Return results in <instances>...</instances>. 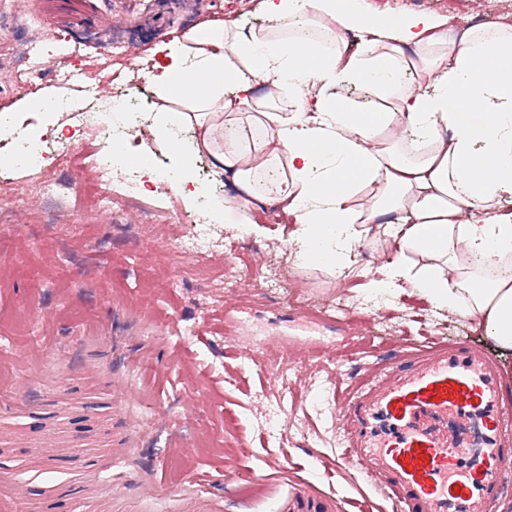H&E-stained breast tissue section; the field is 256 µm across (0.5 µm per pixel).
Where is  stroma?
Wrapping results in <instances>:
<instances>
[{"instance_id":"1","label":"stroma","mask_w":512,"mask_h":512,"mask_svg":"<svg viewBox=\"0 0 512 512\" xmlns=\"http://www.w3.org/2000/svg\"><path fill=\"white\" fill-rule=\"evenodd\" d=\"M50 22L60 40L84 45L77 63L51 47L41 60L40 94L83 100L62 76L90 71L111 78L112 45L138 50L125 73L126 94L143 111V143L133 161L179 168L156 136L160 106L182 112L180 90L163 94L147 59L172 32L215 21L241 32L269 26L244 0H0V88L18 128L61 134V113L31 108L15 90L13 40ZM89 161H58L40 172L0 167L32 198L17 219L0 223V477L16 484V512H75L71 496L56 491L70 454L98 459L114 489L92 483L87 496L111 501L112 512H189L195 495L213 512H277L296 478H318L342 512H396L368 483L352 484L346 464L315 476L317 456L342 454L327 399L334 385L359 387L368 368L397 360L406 347L431 339L463 340L489 353L512 392V351L489 339L461 312L434 307L410 286L381 294L362 317L376 269L395 253L384 233L360 243L344 268L294 260L291 216L251 208L207 156L191 163L198 187L192 201L164 195L145 182L139 198L150 217L128 211L83 214L72 184L90 182ZM60 184L54 202L41 200L43 182ZM224 198L222 255L179 257L175 245L188 218L213 198ZM256 233L241 232L242 215ZM248 268L236 291L216 288L225 258ZM277 268L282 287L260 270ZM346 300L341 319L309 316L308 307ZM290 364L289 390L268 371ZM21 404L12 414L13 404ZM279 460L284 470L269 475ZM241 474L268 475L260 494L239 495Z\"/></svg>"}]
</instances>
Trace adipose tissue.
I'll use <instances>...</instances> for the list:
<instances>
[{
  "instance_id": "1",
  "label": "adipose tissue",
  "mask_w": 512,
  "mask_h": 512,
  "mask_svg": "<svg viewBox=\"0 0 512 512\" xmlns=\"http://www.w3.org/2000/svg\"><path fill=\"white\" fill-rule=\"evenodd\" d=\"M272 29L242 34L214 22L159 46L162 88L181 84L194 115L190 141L175 128L185 116L159 114L158 133L176 154L208 155L217 174L262 204L291 215L297 258L334 264L358 241V223L391 214L394 259L376 291L409 284L436 307L463 311L497 345L512 349V23L448 36L445 16L389 17L365 0H256ZM332 46L300 64L297 17ZM359 31L352 46L346 32ZM413 67L416 84L403 82ZM362 80L384 105L356 112L335 89ZM398 126L430 149L411 159L386 132ZM368 215L351 206L364 187ZM477 269L451 279L460 249ZM424 263L417 273L406 253Z\"/></svg>"
}]
</instances>
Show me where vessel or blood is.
Here are the masks:
<instances>
[{
	"label": "vessel or blood",
	"instance_id": "1",
	"mask_svg": "<svg viewBox=\"0 0 512 512\" xmlns=\"http://www.w3.org/2000/svg\"><path fill=\"white\" fill-rule=\"evenodd\" d=\"M329 410L347 446L352 479L374 481L400 512H493L512 490V408L495 361L468 344L430 341L367 371V382ZM77 483L97 474L75 454ZM280 512H338L307 480Z\"/></svg>",
	"mask_w": 512,
	"mask_h": 512
}]
</instances>
